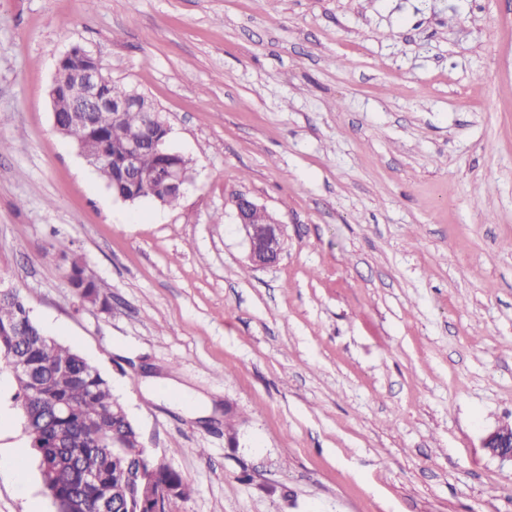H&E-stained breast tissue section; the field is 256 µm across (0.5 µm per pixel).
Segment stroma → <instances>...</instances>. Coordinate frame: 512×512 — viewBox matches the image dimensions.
Instances as JSON below:
<instances>
[{
    "label": "stroma",
    "instance_id": "35a3bbf8",
    "mask_svg": "<svg viewBox=\"0 0 512 512\" xmlns=\"http://www.w3.org/2000/svg\"><path fill=\"white\" fill-rule=\"evenodd\" d=\"M75 45L164 113L178 206L113 199L54 129ZM0 283L110 379L178 512H512L482 446L512 425V0H0ZM15 390L0 367V512H54ZM235 209L239 224H241L248 240V260L250 263L259 268L276 264L284 251L283 224L278 219L275 217L272 218L268 214H266L267 222L265 224L266 212L247 195L242 194L236 198ZM252 209L261 211L253 210L249 213L248 218L251 224L246 214ZM254 224L256 226L265 224V226L259 229L255 227ZM67 278L72 292L80 302H109L104 289L85 274L80 258L71 257Z\"/></svg>",
    "mask_w": 512,
    "mask_h": 512
}]
</instances>
